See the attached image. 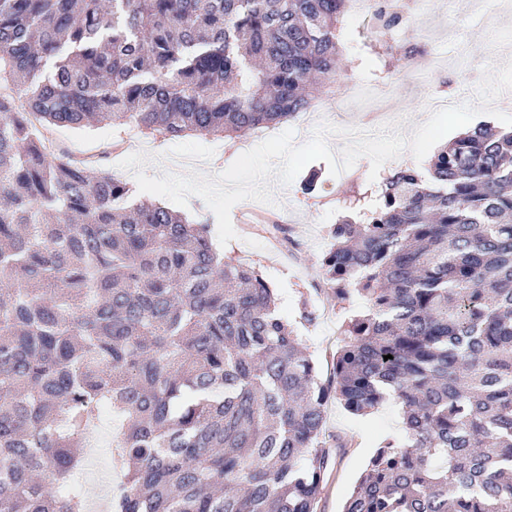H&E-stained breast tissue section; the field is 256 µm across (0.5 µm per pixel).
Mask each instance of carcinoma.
<instances>
[{"label": "carcinoma", "mask_w": 512, "mask_h": 512, "mask_svg": "<svg viewBox=\"0 0 512 512\" xmlns=\"http://www.w3.org/2000/svg\"><path fill=\"white\" fill-rule=\"evenodd\" d=\"M348 0H0V512H88L108 408L109 512H315L345 447L324 432L387 399L404 437L342 512H512V130L480 125L358 184L320 256L341 327L334 383L209 225L133 199L51 130L233 139L314 104ZM376 26L404 23L373 15ZM416 46L379 45L378 62ZM312 168L301 193L315 197ZM389 355L391 359L384 360ZM96 461L97 462L95 463L94 459L91 458L90 470L88 474L86 473L85 480L82 484L83 491L90 501L98 497L103 485L101 473L105 469V461L101 456H98Z\"/></svg>", "instance_id": "1"}]
</instances>
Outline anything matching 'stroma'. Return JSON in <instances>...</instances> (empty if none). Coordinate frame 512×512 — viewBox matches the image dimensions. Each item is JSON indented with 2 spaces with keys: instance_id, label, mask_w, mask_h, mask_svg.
Instances as JSON below:
<instances>
[{
  "instance_id": "1",
  "label": "stroma",
  "mask_w": 512,
  "mask_h": 512,
  "mask_svg": "<svg viewBox=\"0 0 512 512\" xmlns=\"http://www.w3.org/2000/svg\"><path fill=\"white\" fill-rule=\"evenodd\" d=\"M345 25L351 32V40L345 43L337 60L334 80L339 85L372 83L377 62L364 50L363 44L370 37L389 42L393 36L387 30L369 33L367 22L360 19H346ZM420 25L436 36V50L447 58L448 67L412 74L404 55L394 54L390 61L392 81L399 92L391 111L399 122L400 133L406 137L430 115L428 103L442 82L481 73L484 66L494 63V47L485 37L487 28H497L500 42L512 46V20L501 17L484 21L462 9L451 15L437 5L428 7ZM54 134L67 149L99 156L102 169L130 184L135 181L134 174L122 169L120 163L136 153L139 145L149 146L156 157L155 162L145 167L148 176L163 177L165 171L171 170L173 161L184 157L202 158V172L214 175L226 169L241 150L252 149L262 138L250 133L238 137L231 146L226 139L213 136L161 138L129 127L109 126L83 130L58 128ZM299 187L296 181L286 187L273 186L274 202L270 205L252 200L236 204L231 219L237 236L223 251L225 258L243 259L259 269L274 290L276 310L284 322L296 325L301 301H308L317 309V325L299 328L298 334L313 356L319 380L326 383L333 379L332 358L341 340V326L363 306L359 300L350 304L338 301L325 285L319 266V257L330 244L327 227L336 221L349 182L328 177L317 204L307 201ZM268 210L280 219L277 232H270L264 224L246 223L247 215ZM326 428L329 433L348 439L349 446L333 466L317 512H340L379 443L389 436H402V418L398 406L391 401L362 416L348 413L333 401L328 406Z\"/></svg>"
}]
</instances>
